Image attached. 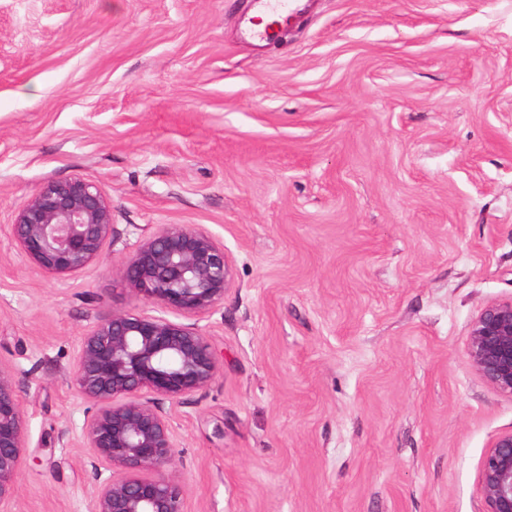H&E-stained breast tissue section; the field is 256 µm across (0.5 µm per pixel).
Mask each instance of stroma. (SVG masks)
I'll return each instance as SVG.
<instances>
[{"label":"stroma","instance_id":"obj_1","mask_svg":"<svg viewBox=\"0 0 512 512\" xmlns=\"http://www.w3.org/2000/svg\"><path fill=\"white\" fill-rule=\"evenodd\" d=\"M254 0H0V365L26 464L0 512H88L78 342L152 313L115 270L162 224L230 268L200 319L219 373L165 409L188 512H483L512 397L466 361L512 298V0H310L265 43ZM81 178L101 258L59 279L16 211Z\"/></svg>","mask_w":512,"mask_h":512}]
</instances>
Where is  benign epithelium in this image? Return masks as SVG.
Instances as JSON below:
<instances>
[{
    "instance_id": "obj_1",
    "label": "benign epithelium",
    "mask_w": 512,
    "mask_h": 512,
    "mask_svg": "<svg viewBox=\"0 0 512 512\" xmlns=\"http://www.w3.org/2000/svg\"><path fill=\"white\" fill-rule=\"evenodd\" d=\"M11 233L42 270L74 274L101 257L112 237V207L93 182L52 181L18 209ZM228 272L224 245L187 224L160 225L116 269L129 290L176 319L114 311L80 340L72 384L94 406L81 439L96 475L89 512H186L183 488L164 475L176 463L178 436L163 403L201 392L217 377L197 320L224 302ZM465 356L512 397V298L473 319ZM24 448L16 375L0 366V502L17 492ZM477 489L484 512H512V430L483 455Z\"/></svg>"
}]
</instances>
